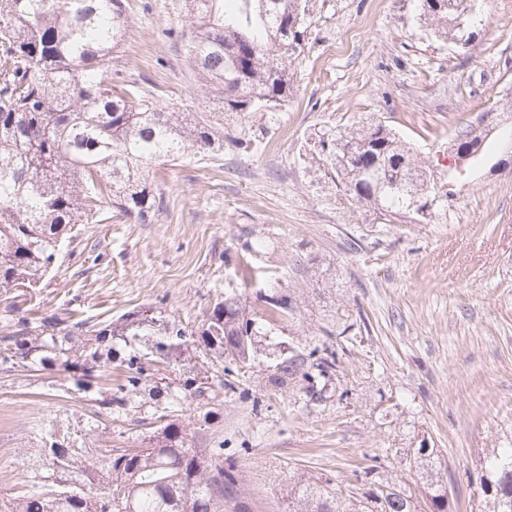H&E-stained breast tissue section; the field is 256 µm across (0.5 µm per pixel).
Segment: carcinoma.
Returning a JSON list of instances; mask_svg holds the SVG:
<instances>
[{"label":"carcinoma","instance_id":"1","mask_svg":"<svg viewBox=\"0 0 512 512\" xmlns=\"http://www.w3.org/2000/svg\"><path fill=\"white\" fill-rule=\"evenodd\" d=\"M235 13L224 0H189L191 21L178 36L202 85L217 97L211 112H174L133 87L112 82V53L126 36L124 0H0V377L61 366L73 371L76 390L89 397L94 421L112 420L124 408L125 389L152 401L182 394L214 413L218 395L186 375L174 388L160 375L182 348L200 342L213 358L235 362L250 355L259 318L239 296L216 300L201 324L150 320L129 313L117 322L78 321L53 313L13 318L32 298L59 247L75 225L112 210L136 224L152 223L162 198L148 181V168L191 151L241 152L252 140L238 131L250 115H272L292 90L291 79L307 32L309 0H239ZM473 0H422V16L446 40L463 37ZM456 137L486 147L487 135L466 125ZM334 166L346 195L368 204L383 219L416 213L407 183L418 198L431 192L422 163L382 121L363 122L331 139ZM264 244L241 243L236 276L260 277L255 264ZM264 321L293 313L297 299L272 289L264 297ZM142 336H156L145 359L135 349ZM132 349L124 359L132 375L112 388L99 379L116 357V341ZM336 352L314 347L288 358V375L301 373L300 400L327 389ZM46 463L30 473L28 489L9 512H224L236 491V465L224 460V443L202 450L174 424L140 448L119 449L94 470L96 489L86 488L85 462L94 453L54 437L44 443ZM408 469L419 476L430 512H448V478L437 448H411ZM346 479L303 473L288 479L285 512H418V501L399 480L379 478L343 494ZM482 512H512V448L486 457L480 477Z\"/></svg>","mask_w":512,"mask_h":512}]
</instances>
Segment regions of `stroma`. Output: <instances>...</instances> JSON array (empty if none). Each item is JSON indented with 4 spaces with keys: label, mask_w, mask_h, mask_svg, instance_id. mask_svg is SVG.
<instances>
[{
    "label": "stroma",
    "mask_w": 512,
    "mask_h": 512,
    "mask_svg": "<svg viewBox=\"0 0 512 512\" xmlns=\"http://www.w3.org/2000/svg\"><path fill=\"white\" fill-rule=\"evenodd\" d=\"M125 4L113 80L172 111H210L183 45L165 36L188 24L184 0ZM417 13L418 0H311L287 104L246 122L252 152L152 164L164 198L153 223L116 213L76 225L33 297L76 320L149 311L196 326L233 288L259 313V286L237 284L233 270L242 231L264 240L257 264L297 296L296 311L232 375L193 347L168 373L175 383L188 370L208 376L219 396L212 416L187 401L165 414L196 447L220 443L236 458L238 492L224 512H284L281 489L296 472L346 475L375 459L400 474L420 446L441 449L453 512H481L483 458L512 447V165L499 166L508 149L494 136L464 176L450 179L442 164L459 127L512 99V0H479L466 45L436 38ZM372 117L451 185L427 217L384 223L339 184L321 142ZM325 340L337 377L326 398L300 403L287 360ZM160 414L136 395L91 431L68 373L0 382V497L20 492L46 431L137 448Z\"/></svg>",
    "instance_id": "1"
}]
</instances>
